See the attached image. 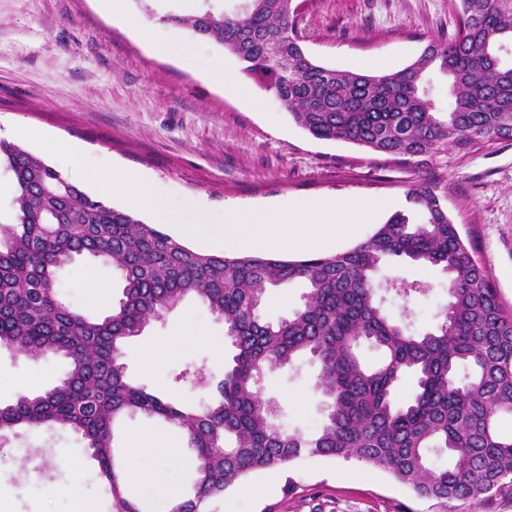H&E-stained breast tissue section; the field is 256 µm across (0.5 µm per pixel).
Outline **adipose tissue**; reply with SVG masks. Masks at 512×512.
I'll list each match as a JSON object with an SVG mask.
<instances>
[{
  "instance_id": "adipose-tissue-1",
  "label": "adipose tissue",
  "mask_w": 512,
  "mask_h": 512,
  "mask_svg": "<svg viewBox=\"0 0 512 512\" xmlns=\"http://www.w3.org/2000/svg\"><path fill=\"white\" fill-rule=\"evenodd\" d=\"M102 7L114 21L120 23L129 21L124 11L123 0H102ZM132 24L140 38L156 54L177 57L193 68L202 66L203 62H210L213 77L223 85L225 91L239 97L246 96L247 88L244 80L237 74L224 72L222 67L213 65L212 56L206 46L191 40H173L164 25L159 23L137 20ZM124 453L132 464L137 463L140 457L146 454L155 455L161 462V472L142 482L145 507L149 508L179 496L181 488L178 470L184 465V458L168 453L163 442L149 435L143 436L135 445L125 448Z\"/></svg>"
}]
</instances>
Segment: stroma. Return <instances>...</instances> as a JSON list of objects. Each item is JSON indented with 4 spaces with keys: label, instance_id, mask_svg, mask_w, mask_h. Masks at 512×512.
<instances>
[{
    "label": "stroma",
    "instance_id": "obj_1",
    "mask_svg": "<svg viewBox=\"0 0 512 512\" xmlns=\"http://www.w3.org/2000/svg\"><path fill=\"white\" fill-rule=\"evenodd\" d=\"M451 0H306L299 30L307 53L339 70L379 72L407 64L428 40L453 34ZM248 98L226 93L210 75L156 55L127 25L112 22L98 0H0V122L74 141L95 163L135 169L161 201L194 206L211 217L225 207L279 205L304 199H359L379 204L361 227L367 237L394 212L408 209L407 190L427 179L448 183L446 206L471 243L506 306L512 307V140L440 153L427 168L395 162L344 141H320L298 127L278 98L248 81ZM382 276L400 283L424 280L429 293L391 312L412 331L433 328L448 301L447 278L437 269L387 263ZM62 300L95 315L94 281L116 289L112 267L77 261L59 273ZM200 321L198 339L179 344L187 317ZM224 323L195 297L130 340L129 377L193 405L202 390L174 386L173 373L192 365L224 374L217 352ZM166 344L153 365L146 348ZM68 362L47 355L14 356L0 345V404L21 392L40 393L67 373ZM318 367L309 359L269 373L264 393L275 421L309 433L323 422L316 390ZM176 448L181 433L157 420L128 416L114 427L115 448L140 432ZM112 512L98 464L70 431L0 434V512H70V485ZM250 512H512V497L459 500L444 508L415 496L386 472L353 459L305 458L250 474L227 492L217 512H232L239 496Z\"/></svg>",
    "mask_w": 512,
    "mask_h": 512
}]
</instances>
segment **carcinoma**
Instances as JSON below:
<instances>
[{
    "mask_svg": "<svg viewBox=\"0 0 512 512\" xmlns=\"http://www.w3.org/2000/svg\"><path fill=\"white\" fill-rule=\"evenodd\" d=\"M294 0H250L228 11L207 2L194 14H164L225 48L242 71L272 92L317 140H344L426 168L438 154L472 143L512 140V0H460L455 33L431 40L410 63L387 73L337 70L311 59L296 28ZM448 78L442 111L427 76ZM12 173L13 221L0 226V344L20 357L69 363L39 393L0 406V432L66 429L85 441L112 497V512H142L114 467V424L142 415L181 431L196 461L181 512H215L239 480L305 457L355 459L391 474L418 497L439 502L512 496V307L501 301L472 245L448 216V183L406 192L423 216L393 213L371 235L333 255L282 259L195 251L155 224L115 208L67 180L30 151L0 140ZM119 273L121 297L98 316L65 305L59 271L77 256ZM403 258L448 278V305L433 331L415 334L387 308L380 264ZM307 287L303 302L276 319L263 314L266 290ZM189 295L224 320L234 348L217 393L190 406L148 391L127 375L128 341ZM381 353L367 365L364 347ZM309 355L327 417L313 435L286 432L261 384L266 371ZM415 380L400 404V382ZM177 384L204 388L186 367ZM444 451L446 467L430 461Z\"/></svg>",
    "mask_w": 512,
    "mask_h": 512,
    "instance_id": "carcinoma-1",
    "label": "carcinoma"
}]
</instances>
